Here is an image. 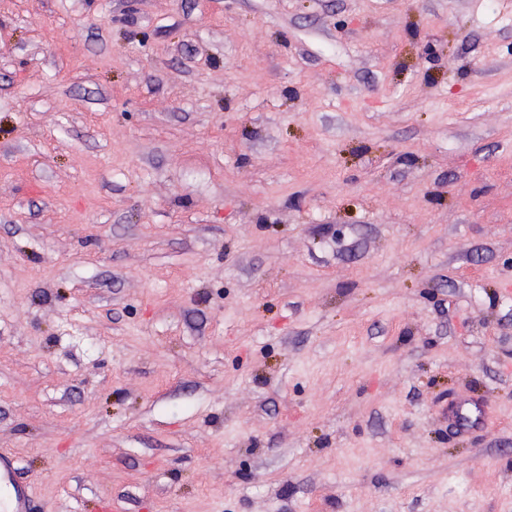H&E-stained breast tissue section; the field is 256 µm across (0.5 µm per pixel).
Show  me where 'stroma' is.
Segmentation results:
<instances>
[{
    "label": "stroma",
    "instance_id": "stroma-1",
    "mask_svg": "<svg viewBox=\"0 0 512 512\" xmlns=\"http://www.w3.org/2000/svg\"><path fill=\"white\" fill-rule=\"evenodd\" d=\"M0 450L33 512H512V0H0ZM453 416L460 428H468L482 422L483 411L478 402H466L453 411Z\"/></svg>",
    "mask_w": 512,
    "mask_h": 512
}]
</instances>
